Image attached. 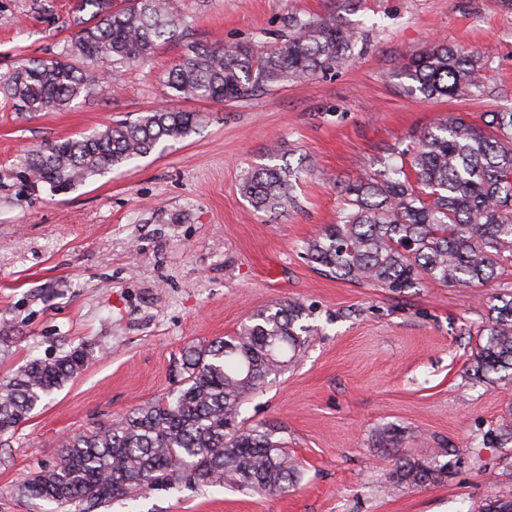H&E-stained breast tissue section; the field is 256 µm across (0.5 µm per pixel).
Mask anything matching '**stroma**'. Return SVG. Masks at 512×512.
<instances>
[{
	"instance_id": "35a3bbf8",
	"label": "stroma",
	"mask_w": 512,
	"mask_h": 512,
	"mask_svg": "<svg viewBox=\"0 0 512 512\" xmlns=\"http://www.w3.org/2000/svg\"><path fill=\"white\" fill-rule=\"evenodd\" d=\"M75 0H0V76L57 56ZM180 41L62 111L31 116L0 99V173L24 150L169 107L195 133L121 169L50 193L0 192V377L71 350L82 373L0 444V512H30L17 487L52 465L61 437L92 429L175 385L187 345L235 335L279 302L313 334L298 359L244 406L281 427L302 463L285 496L222 487L155 491L104 512H484L512 499V381L472 375L493 297L512 276L473 288L423 281L393 293L340 280L304 244L343 213L338 185L387 166L440 120L512 109V0H176ZM336 16L355 38L342 66L224 103L173 97L166 72L194 46L261 53L294 16ZM480 54L487 82L468 99L407 93L404 61L435 43ZM277 157H270V146ZM300 173L286 207L256 211L248 172ZM389 430L391 444L379 441ZM448 467L438 484L390 481L395 455Z\"/></svg>"
}]
</instances>
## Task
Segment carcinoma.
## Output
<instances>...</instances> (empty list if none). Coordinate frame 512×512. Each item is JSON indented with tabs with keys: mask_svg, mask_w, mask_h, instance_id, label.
Masks as SVG:
<instances>
[{
	"mask_svg": "<svg viewBox=\"0 0 512 512\" xmlns=\"http://www.w3.org/2000/svg\"><path fill=\"white\" fill-rule=\"evenodd\" d=\"M80 21L61 57L30 59L0 77V93L21 112L69 107L100 86V76L145 64L165 43L181 39L189 21L173 0H76ZM293 34L261 57L250 47L193 49L169 70L167 87L183 99L217 102L297 82L345 61L355 34L333 16L293 18ZM408 90L425 97H471L484 86L479 58L442 43L400 66ZM191 112L154 110L91 135L68 137L28 151L0 175L18 192L39 185L56 193L148 156L163 142L195 131ZM413 175L390 168L341 186L346 208L306 242L307 256L349 282L404 292L428 279L471 288L512 268V111H491L476 124L462 116L439 123L413 146ZM293 170L268 166L250 173L243 193L258 211L284 208ZM476 346L477 377L512 378V293ZM303 308L279 303L254 314L234 336L182 350L179 379L167 394L119 420L71 434L56 461L17 488L33 503L67 512H96L118 498L180 486L232 487L284 494L301 480L279 427L241 419L247 398L296 357L311 335ZM87 355L76 349L51 362L32 360L0 379V439L71 382ZM447 466L398 456L392 476L412 485L438 483Z\"/></svg>",
	"mask_w": 512,
	"mask_h": 512,
	"instance_id": "obj_1",
	"label": "carcinoma"
}]
</instances>
